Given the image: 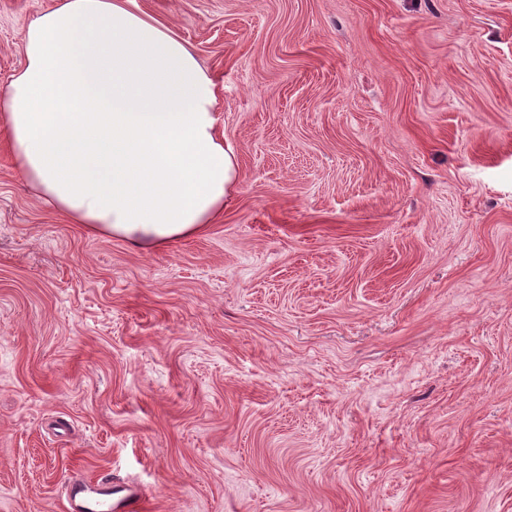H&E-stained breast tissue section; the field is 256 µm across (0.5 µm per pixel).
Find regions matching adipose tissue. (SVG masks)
I'll return each instance as SVG.
<instances>
[{"instance_id": "obj_1", "label": "adipose tissue", "mask_w": 512, "mask_h": 512, "mask_svg": "<svg viewBox=\"0 0 512 512\" xmlns=\"http://www.w3.org/2000/svg\"><path fill=\"white\" fill-rule=\"evenodd\" d=\"M0 90L20 175L72 223L147 251L222 214L235 153L215 81L136 0H58L27 28Z\"/></svg>"}]
</instances>
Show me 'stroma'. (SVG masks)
Segmentation results:
<instances>
[{
	"mask_svg": "<svg viewBox=\"0 0 512 512\" xmlns=\"http://www.w3.org/2000/svg\"><path fill=\"white\" fill-rule=\"evenodd\" d=\"M50 0H0V88ZM216 82L223 215L70 223L0 134V512H512V0H137ZM71 510L76 512H131L146 510L142 494L127 492L112 501V480L92 484L74 479L66 488ZM94 494L96 496H92Z\"/></svg>",
	"mask_w": 512,
	"mask_h": 512,
	"instance_id": "35a3bbf8",
	"label": "stroma"
}]
</instances>
